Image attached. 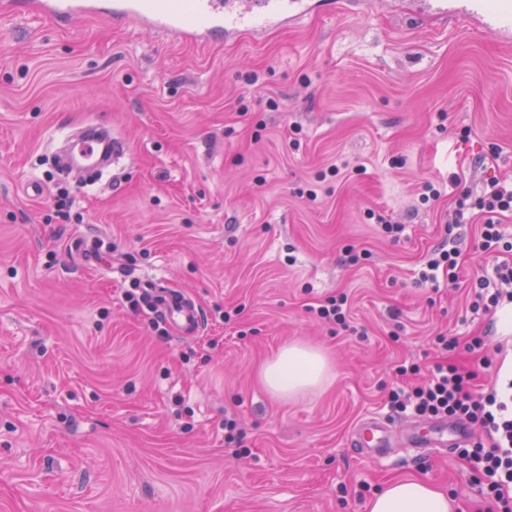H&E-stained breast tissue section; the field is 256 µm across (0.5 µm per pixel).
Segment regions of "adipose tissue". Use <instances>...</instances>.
<instances>
[{
    "label": "adipose tissue",
    "instance_id": "ef3b65f1",
    "mask_svg": "<svg viewBox=\"0 0 512 512\" xmlns=\"http://www.w3.org/2000/svg\"><path fill=\"white\" fill-rule=\"evenodd\" d=\"M332 364L319 349L294 341L284 344L268 359L260 379L269 393L289 398L328 384ZM365 512H456L448 493L420 478H396L368 499Z\"/></svg>",
    "mask_w": 512,
    "mask_h": 512
}]
</instances>
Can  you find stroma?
Listing matches in <instances>:
<instances>
[{
	"mask_svg": "<svg viewBox=\"0 0 512 512\" xmlns=\"http://www.w3.org/2000/svg\"><path fill=\"white\" fill-rule=\"evenodd\" d=\"M87 121L127 152L63 204L40 160ZM491 179L512 182V46L406 0L204 45L101 15H0V512H364L397 477L497 512L457 451L360 457L349 441L389 414L399 366L426 381L437 334L482 339L477 388L512 359V334L470 310L497 263L484 219L450 226L459 191ZM427 182L442 195L424 203ZM450 234L462 276L420 283ZM148 279L199 304L197 336L129 310ZM341 293L344 327L316 315ZM297 340L336 379L274 398L258 371Z\"/></svg>",
	"mask_w": 512,
	"mask_h": 512,
	"instance_id": "stroma-1",
	"label": "stroma"
}]
</instances>
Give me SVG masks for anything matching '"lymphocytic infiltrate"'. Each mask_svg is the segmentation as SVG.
<instances>
[{"label": "lymphocytic infiltrate", "mask_w": 512, "mask_h": 512, "mask_svg": "<svg viewBox=\"0 0 512 512\" xmlns=\"http://www.w3.org/2000/svg\"><path fill=\"white\" fill-rule=\"evenodd\" d=\"M475 210L485 217L482 249L503 257L511 254L512 235L505 232L501 219L512 214V185L491 180L480 194L461 191L455 198V223H469ZM506 301L512 303V264L503 260L478 278L470 308L487 313ZM475 377L461 365L437 362L426 383L392 389L388 406L401 415L480 424L482 437L468 442L462 453L482 492L500 502L502 512H512V377L486 391L475 389Z\"/></svg>", "instance_id": "f902f5d3"}]
</instances>
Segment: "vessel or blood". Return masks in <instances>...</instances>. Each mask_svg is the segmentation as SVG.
Masks as SVG:
<instances>
[{
    "mask_svg": "<svg viewBox=\"0 0 512 512\" xmlns=\"http://www.w3.org/2000/svg\"><path fill=\"white\" fill-rule=\"evenodd\" d=\"M319 0H26L29 12L45 14L67 23L91 13L116 21H134L177 39L203 42L214 37L248 34L258 38L268 31L311 15ZM428 15L444 21L463 19L475 29L496 33L503 45H512V13L494 9L492 0H420ZM104 126L92 122L73 147L83 157H93L108 145L113 157L126 152L123 141H101ZM143 306L158 315L177 337L196 335L203 324L199 306L177 288L150 281L142 287ZM465 428L444 419L412 421L395 426L381 415L362 418L355 426L351 445L360 454L392 457L402 450L412 457L431 451L446 452L463 439Z\"/></svg>",
    "mask_w": 512,
    "mask_h": 512,
    "instance_id": "vessel-or-blood-1",
    "label": "vessel or blood"
}]
</instances>
